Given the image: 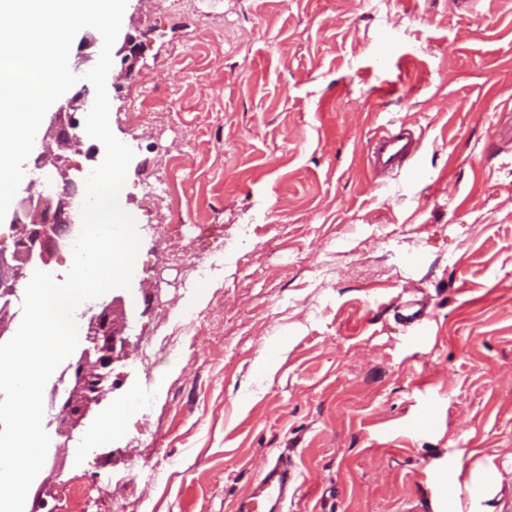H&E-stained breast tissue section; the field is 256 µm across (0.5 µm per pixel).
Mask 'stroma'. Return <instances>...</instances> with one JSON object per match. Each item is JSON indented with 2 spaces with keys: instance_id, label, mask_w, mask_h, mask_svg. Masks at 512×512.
Listing matches in <instances>:
<instances>
[{
  "instance_id": "35a3bbf8",
  "label": "stroma",
  "mask_w": 512,
  "mask_h": 512,
  "mask_svg": "<svg viewBox=\"0 0 512 512\" xmlns=\"http://www.w3.org/2000/svg\"><path fill=\"white\" fill-rule=\"evenodd\" d=\"M128 0L110 127L141 239L124 380L45 512H234L266 462L286 512H512V0ZM158 89L137 115L131 92ZM415 157L377 177L385 127ZM165 176L163 202L144 188ZM219 279L177 360L144 357L190 268ZM427 316L399 323L400 302Z\"/></svg>"
}]
</instances>
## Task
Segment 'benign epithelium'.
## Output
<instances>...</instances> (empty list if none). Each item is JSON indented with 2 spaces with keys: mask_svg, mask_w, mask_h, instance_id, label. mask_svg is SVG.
Here are the masks:
<instances>
[{
  "mask_svg": "<svg viewBox=\"0 0 512 512\" xmlns=\"http://www.w3.org/2000/svg\"><path fill=\"white\" fill-rule=\"evenodd\" d=\"M87 95L86 88L78 89L52 113L44 139L47 146H56L59 154L48 150L38 155L36 168L55 165L62 151H78L82 137L75 114L86 105ZM60 177L59 182L48 177L38 185L31 184L13 209L12 247L0 246V339L11 335L15 320L12 308L20 279L28 270L50 265L77 232L72 200L78 187L67 173H60ZM82 318L86 319L85 343L70 364L56 415V433L68 440L73 430L93 415L106 392L118 385L112 379L114 364L128 357V317L121 299L99 302L83 312Z\"/></svg>",
  "mask_w": 512,
  "mask_h": 512,
  "instance_id": "1",
  "label": "benign epithelium"
}]
</instances>
